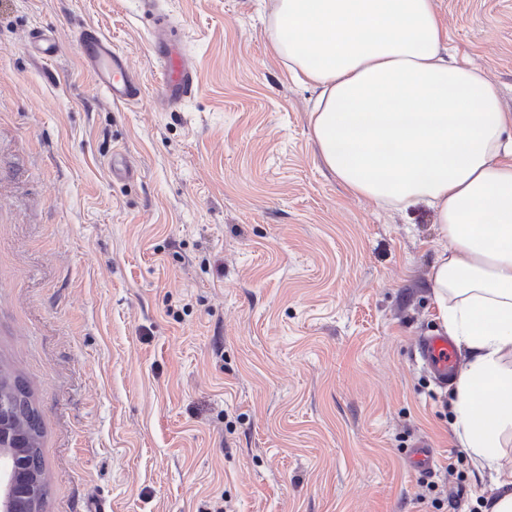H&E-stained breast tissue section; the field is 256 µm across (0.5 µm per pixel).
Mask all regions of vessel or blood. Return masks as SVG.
I'll return each instance as SVG.
<instances>
[{"label":"vessel or blood","instance_id":"obj_1","mask_svg":"<svg viewBox=\"0 0 512 512\" xmlns=\"http://www.w3.org/2000/svg\"><path fill=\"white\" fill-rule=\"evenodd\" d=\"M77 41L85 68L113 103L130 105L142 100L144 88L139 76L131 67L127 55L113 49L107 36L99 29L88 26L79 31ZM155 47L165 65L155 93L166 105L177 106L193 95L195 74L173 43L165 23H158L156 27ZM420 350L428 367L440 380H447L448 376L457 373L458 361L447 337H424Z\"/></svg>","mask_w":512,"mask_h":512}]
</instances>
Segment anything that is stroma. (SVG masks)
I'll use <instances>...</instances> for the list:
<instances>
[{
    "label": "stroma",
    "mask_w": 512,
    "mask_h": 512,
    "mask_svg": "<svg viewBox=\"0 0 512 512\" xmlns=\"http://www.w3.org/2000/svg\"><path fill=\"white\" fill-rule=\"evenodd\" d=\"M435 6L512 112V0ZM160 7L196 74L175 108L141 0H0V359L44 423L43 512H436L421 496L449 467L458 512H484L490 476L418 355L443 331L430 210L326 169L270 0ZM86 24L129 56L139 104L84 69ZM38 31L55 57L29 51Z\"/></svg>",
    "instance_id": "stroma-1"
}]
</instances>
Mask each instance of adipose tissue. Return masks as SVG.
<instances>
[{
  "label": "adipose tissue",
  "instance_id": "ef3b65f1",
  "mask_svg": "<svg viewBox=\"0 0 512 512\" xmlns=\"http://www.w3.org/2000/svg\"><path fill=\"white\" fill-rule=\"evenodd\" d=\"M270 41L316 91L312 137L350 193L433 211L431 280L467 361L452 428L490 473L486 512H512V113L448 53L434 0H273Z\"/></svg>",
  "mask_w": 512,
  "mask_h": 512
}]
</instances>
